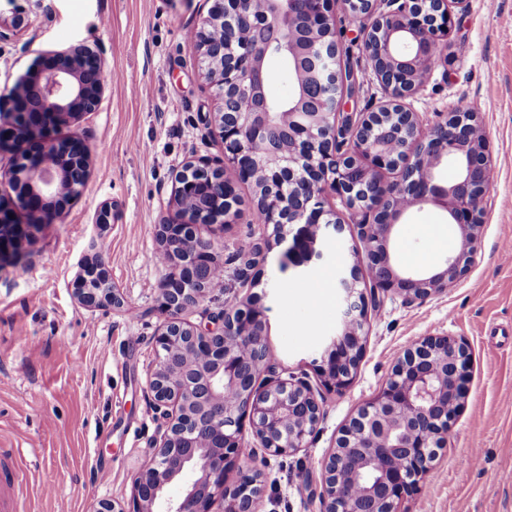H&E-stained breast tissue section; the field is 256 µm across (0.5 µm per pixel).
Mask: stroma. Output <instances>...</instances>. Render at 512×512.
<instances>
[{
    "label": "stroma",
    "mask_w": 512,
    "mask_h": 512,
    "mask_svg": "<svg viewBox=\"0 0 512 512\" xmlns=\"http://www.w3.org/2000/svg\"><path fill=\"white\" fill-rule=\"evenodd\" d=\"M204 0H0V15L21 14L17 44L0 47V94L29 69L69 45H101L108 72L103 102L78 124L61 128L89 147L90 176L80 197L50 224L0 258V448L22 449L25 493L20 512H92L108 500L124 506L153 454L160 421L147 379L153 335L165 316L159 289L174 271L155 260L159 226L169 212L172 179L189 159H219L224 145L209 116L219 100L187 38ZM342 47L359 86L344 110L370 112L387 99L368 73L358 23L341 0ZM482 102L478 111L492 161L485 223L468 272L447 291L408 303L382 292L368 317L363 357L352 384L322 386L313 359L335 335L336 270L348 245L323 239L316 255L282 265L281 247L251 221L254 187L238 186L242 216L226 231L202 225L224 268V292L190 310L230 305L243 291L240 250L257 249L252 292L266 309V344L277 368L316 387L322 401L308 448L290 457L258 451L264 478L257 512H320L322 467L342 427L385 385L405 349L429 336L463 342L470 354L467 391L440 450L400 512H512V0H470L453 10L441 60L406 105L423 128L443 114ZM111 206L110 223L98 221ZM446 216L431 207L401 221L394 235L398 264L441 266L458 243L431 232ZM107 266L122 308L89 310L72 284L82 266ZM111 473L100 484L97 473Z\"/></svg>",
    "instance_id": "stroma-1"
}]
</instances>
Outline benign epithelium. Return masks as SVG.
I'll return each instance as SVG.
<instances>
[{
    "mask_svg": "<svg viewBox=\"0 0 512 512\" xmlns=\"http://www.w3.org/2000/svg\"><path fill=\"white\" fill-rule=\"evenodd\" d=\"M192 31L201 69L221 104L210 117L224 142V159L189 160L176 172L174 213L160 224L162 250L178 273L160 288L166 315L155 334L156 364L147 382L162 423L155 451L134 483L128 507L106 500L93 512H255L264 485L249 466L252 454L243 421L269 454L293 455L307 447L321 405L304 380L277 377L255 387L267 358L251 362L245 340L264 343L268 323L259 298L209 313L202 326L183 313L213 291L217 268L213 243L198 236L207 224L223 231L237 223L240 198L226 177L234 171L255 187L253 207L272 227L276 245L291 242L282 260L314 252L317 230L340 235L345 223L330 203L338 197L363 213L352 225L358 246L354 261L336 278L339 328L320 358L313 360L324 385L347 389L358 368L375 296L360 289L362 270L371 271V290H392L408 302L441 292L462 278L476 253L491 163L485 137L470 109L448 113L429 130L402 99L428 79L430 58L448 31L451 6L467 0H346L362 27L363 50L373 57L371 75L390 93L375 112L341 115L355 81L336 68L342 46L336 38L331 0H210ZM21 18H0V44L16 39ZM280 58L305 72L300 95L283 110L267 93V63ZM105 50L85 43L54 52L50 62L28 73L0 95V178L16 193L13 207L0 205V254L15 248L21 226L13 209L32 224H50L62 205L78 197L89 176V149L77 137L52 132L98 111L105 93ZM32 140L37 154L9 153L10 140ZM452 164L456 179H441ZM395 178L388 181L382 174ZM425 206L443 212L460 236L457 253L433 271L396 265L391 247L395 227ZM88 308H121L123 300L101 262L85 266L73 282ZM466 346L448 336L425 338L408 348L373 399L358 409L337 438L322 471V512H398L414 492L437 450L447 447L468 381ZM240 478L225 484V472ZM356 472L347 488L336 476Z\"/></svg>",
    "mask_w": 512,
    "mask_h": 512,
    "instance_id": "obj_1",
    "label": "benign epithelium"
}]
</instances>
